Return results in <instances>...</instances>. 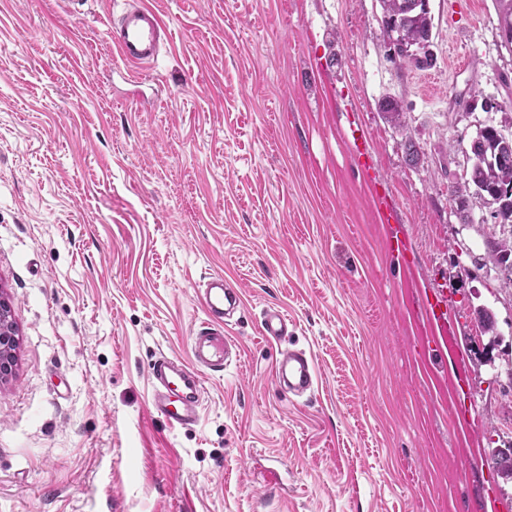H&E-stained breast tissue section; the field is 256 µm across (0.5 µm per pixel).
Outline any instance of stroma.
I'll use <instances>...</instances> for the list:
<instances>
[{"label": "stroma", "mask_w": 512, "mask_h": 512, "mask_svg": "<svg viewBox=\"0 0 512 512\" xmlns=\"http://www.w3.org/2000/svg\"><path fill=\"white\" fill-rule=\"evenodd\" d=\"M508 1L430 0L421 69L379 0H145L169 39L130 80L124 0H0V512H512V287L473 267L491 206L466 226L448 195L480 127L512 132ZM218 273L240 352L173 428L150 366L188 359ZM270 306L308 396L275 385ZM432 36L433 26L431 25L427 38L419 44L408 43L401 36L396 37L393 31H390V37L385 42L389 48L391 58L395 61L397 59H408L426 65L433 62V52L431 50ZM288 316L276 307H268L264 312L260 333L268 340H280L288 336Z\"/></svg>", "instance_id": "obj_1"}]
</instances>
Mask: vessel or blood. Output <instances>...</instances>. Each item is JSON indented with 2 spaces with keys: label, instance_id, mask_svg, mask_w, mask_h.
Returning a JSON list of instances; mask_svg holds the SVG:
<instances>
[{
  "label": "vessel or blood",
  "instance_id": "obj_1",
  "mask_svg": "<svg viewBox=\"0 0 512 512\" xmlns=\"http://www.w3.org/2000/svg\"><path fill=\"white\" fill-rule=\"evenodd\" d=\"M106 34L124 65H146L157 58L166 35V25L158 12L137 0L136 4L124 9L117 26L107 27ZM241 297L240 285L226 283L220 274L209 276L201 294L205 319L191 336V362L163 355L150 369L149 376L156 388L151 403L153 414L173 426L192 425L198 421L202 370L223 371L225 365L237 357L235 345L225 336L222 323L240 307ZM288 326L287 315L270 307L263 315L260 333L266 339L279 340L287 336ZM275 377L293 396L311 393L316 383L311 355L299 348L280 350Z\"/></svg>",
  "mask_w": 512,
  "mask_h": 512
}]
</instances>
